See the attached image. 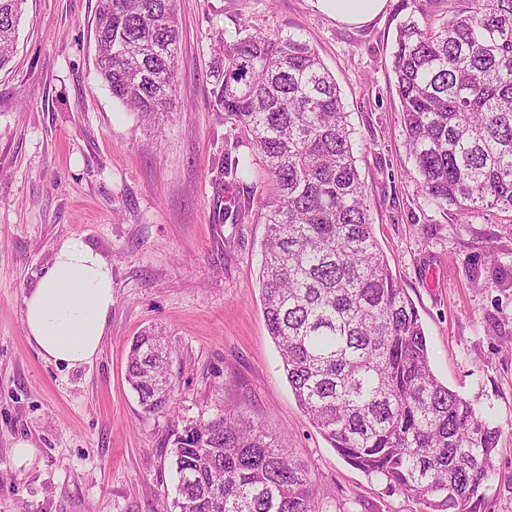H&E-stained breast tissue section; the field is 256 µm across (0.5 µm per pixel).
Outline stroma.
I'll return each mask as SVG.
<instances>
[{"mask_svg": "<svg viewBox=\"0 0 512 512\" xmlns=\"http://www.w3.org/2000/svg\"><path fill=\"white\" fill-rule=\"evenodd\" d=\"M96 0H26L0 69V512H161L176 493L172 432L235 410L281 437L328 493L329 512H425L350 465L298 407L268 333L258 284L269 193L260 165L243 192L218 185L245 135L209 104L210 72L240 23L302 34L340 88L375 233L423 324L435 376L501 436L486 512H512V290L471 273L512 230L457 223L427 202L405 141L391 70L401 0L347 25L314 0H177V104L155 130L113 98L95 67ZM242 214L219 223L215 198ZM112 266V311L92 363L45 362L23 298L66 240ZM163 336L176 389L145 411L126 381L134 336ZM33 446L17 461L19 441Z\"/></svg>", "mask_w": 512, "mask_h": 512, "instance_id": "1", "label": "stroma"}]
</instances>
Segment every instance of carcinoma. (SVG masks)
I'll return each mask as SVG.
<instances>
[{
    "instance_id": "cac0c4a2",
    "label": "carcinoma",
    "mask_w": 512,
    "mask_h": 512,
    "mask_svg": "<svg viewBox=\"0 0 512 512\" xmlns=\"http://www.w3.org/2000/svg\"><path fill=\"white\" fill-rule=\"evenodd\" d=\"M404 0L391 69L424 196L468 224L512 226V0ZM24 0H0V68ZM98 73L150 126L178 82L176 0H98ZM211 102L250 139L270 192L260 285L267 328L303 413L358 469L426 512H481L499 429L438 380L417 310L374 236L349 113L300 34L240 26L215 62ZM246 164L223 159L219 184ZM484 284L512 289V260L485 256ZM163 338L133 340L127 379L149 413L174 385ZM173 512H323L319 487L280 437L243 411L186 424L173 440Z\"/></svg>"
}]
</instances>
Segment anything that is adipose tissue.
Returning <instances> with one entry per match:
<instances>
[{"mask_svg":"<svg viewBox=\"0 0 512 512\" xmlns=\"http://www.w3.org/2000/svg\"><path fill=\"white\" fill-rule=\"evenodd\" d=\"M386 0H315L337 21L361 25ZM23 325L40 356L72 369L91 363L112 310V268L93 247L69 240L56 251L41 283L23 298Z\"/></svg>","mask_w":512,"mask_h":512,"instance_id":"1","label":"adipose tissue"}]
</instances>
